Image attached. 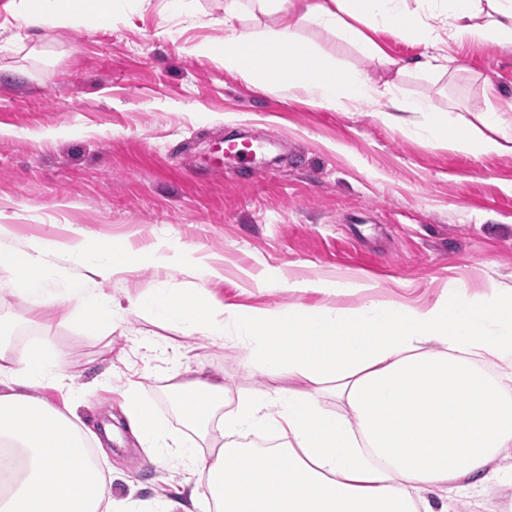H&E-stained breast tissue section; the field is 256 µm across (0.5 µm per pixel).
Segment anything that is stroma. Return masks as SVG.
<instances>
[{
    "instance_id": "obj_1",
    "label": "stroma",
    "mask_w": 512,
    "mask_h": 512,
    "mask_svg": "<svg viewBox=\"0 0 512 512\" xmlns=\"http://www.w3.org/2000/svg\"><path fill=\"white\" fill-rule=\"evenodd\" d=\"M225 0H170L141 7L114 0L113 21L25 27L20 0H0V222L22 248L82 233L143 252L196 246L190 266L145 263L106 283L123 313L111 336L73 311L32 307L23 297L0 309L18 344L67 351L76 415L95 432L121 436L106 450L115 501L145 512L186 477L134 441L116 403L128 382L169 428L188 430L164 393L174 370L223 372L233 392L261 387L246 349L206 336L182 337L130 311L147 289L207 288L218 300L262 308L296 304L355 307L377 299L422 305L448 285L489 299L512 287V152L458 153L377 117L381 105L317 107L261 89L193 47L224 38ZM301 38L325 62L391 83L402 96L477 111L487 86L500 129L512 135V46L449 44L453 69L414 68L423 47L396 33L367 31L368 54L336 32L306 23ZM246 131L262 148L254 164L212 169L218 140ZM223 272L205 276L206 267ZM364 279L348 294L293 292L288 280ZM455 512H512V479L470 492Z\"/></svg>"
}]
</instances>
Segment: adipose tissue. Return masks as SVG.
Returning a JSON list of instances; mask_svg holds the SVG:
<instances>
[{
  "mask_svg": "<svg viewBox=\"0 0 512 512\" xmlns=\"http://www.w3.org/2000/svg\"><path fill=\"white\" fill-rule=\"evenodd\" d=\"M263 14L292 13L294 25L255 36L239 31L236 0L224 6V40L211 53L225 66L280 83L307 101L343 108L384 99L378 118L412 131L425 104L376 87L362 74L326 65L309 74L297 64L311 50L302 23L364 41V29L391 30L422 43L423 65L444 67L445 41L512 44V0H254ZM497 116L487 107L466 117L448 113L428 122L431 142L462 152L501 153ZM0 270L12 276L0 289V308L26 295L34 304L73 308L87 328L111 329L113 301L102 285L140 266L143 253L77 236L19 250L4 243ZM81 271L48 279L49 260ZM131 310L183 336L245 339V362L265 385L230 395L223 373L204 367L175 372L167 387L189 425L228 442L204 448L171 433L140 397L125 390L123 415L132 437L159 461L179 462L189 478L157 512H448L464 490L500 478L495 469L512 447V289L489 300L448 287L431 304L367 300L354 308L298 304L259 311L223 304L202 287L152 288L129 298ZM495 374H487L486 366ZM303 380L284 389L281 372ZM68 358L62 349L19 345L0 335V512H121L111 475L98 455L108 438L84 427L73 411L35 396L62 389ZM343 403L326 410L321 399ZM275 437L260 451L233 442L240 432Z\"/></svg>",
  "mask_w": 512,
  "mask_h": 512,
  "instance_id": "adipose-tissue-1",
  "label": "adipose tissue"
}]
</instances>
